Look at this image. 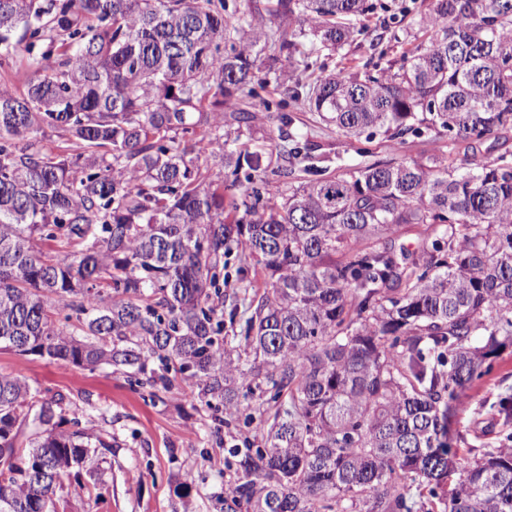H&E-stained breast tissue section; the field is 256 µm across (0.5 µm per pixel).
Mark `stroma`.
I'll return each mask as SVG.
<instances>
[{"label": "stroma", "instance_id": "1", "mask_svg": "<svg viewBox=\"0 0 512 512\" xmlns=\"http://www.w3.org/2000/svg\"><path fill=\"white\" fill-rule=\"evenodd\" d=\"M369 2L374 11L368 24L375 33L388 38L413 29L414 16L401 13L408 0ZM0 373L21 375L48 396L90 399L92 409L78 413L83 427L114 437L100 477L81 473L58 492L60 512H224V483L230 477L226 449L249 430L228 434L213 410L187 400L181 384L152 396L134 390L108 365L89 371L8 350H0ZM511 394L512 346L491 360L468 392L458 423L464 436L457 445L460 461L473 460L479 450L498 447L512 434V423L503 424L494 411L497 400ZM133 472L140 477L134 489L128 485ZM187 472L194 475L188 486L182 483Z\"/></svg>", "mask_w": 512, "mask_h": 512}]
</instances>
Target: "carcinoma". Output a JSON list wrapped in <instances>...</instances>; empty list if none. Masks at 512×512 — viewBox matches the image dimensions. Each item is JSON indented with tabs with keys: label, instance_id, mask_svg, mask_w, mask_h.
<instances>
[{
	"label": "carcinoma",
	"instance_id": "obj_1",
	"mask_svg": "<svg viewBox=\"0 0 512 512\" xmlns=\"http://www.w3.org/2000/svg\"><path fill=\"white\" fill-rule=\"evenodd\" d=\"M372 10L0 0V65L31 69L20 93L0 84V350L138 388L174 371L227 428L255 402L244 422L267 427L227 448L224 512H512V436L468 465L454 452L460 398L512 344V151L478 155L512 131V0H412L423 35L385 67L315 76ZM273 81L270 148L245 100ZM298 110L388 155L335 174L340 154L290 132ZM424 135L452 151L407 158ZM404 224L435 238L398 251ZM73 406L0 374V512L99 470L112 434L61 429Z\"/></svg>",
	"mask_w": 512,
	"mask_h": 512
}]
</instances>
